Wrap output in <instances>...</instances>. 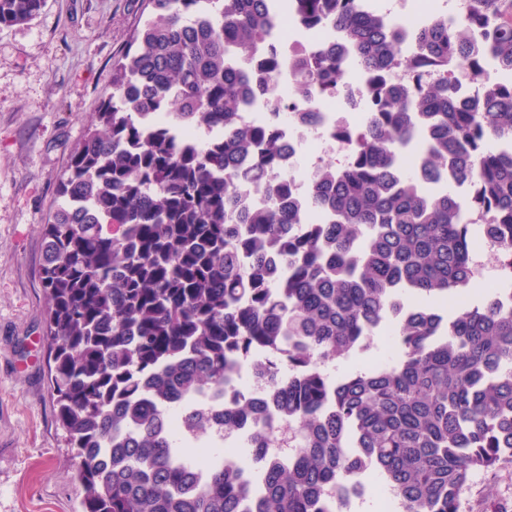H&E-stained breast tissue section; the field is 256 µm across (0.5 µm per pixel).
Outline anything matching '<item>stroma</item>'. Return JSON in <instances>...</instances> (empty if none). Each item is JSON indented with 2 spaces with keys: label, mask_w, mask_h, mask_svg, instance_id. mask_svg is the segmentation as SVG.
<instances>
[{
  "label": "stroma",
  "mask_w": 512,
  "mask_h": 512,
  "mask_svg": "<svg viewBox=\"0 0 512 512\" xmlns=\"http://www.w3.org/2000/svg\"><path fill=\"white\" fill-rule=\"evenodd\" d=\"M142 0H46L0 26V512H82L78 461L56 420L42 344V228L143 20ZM512 506V462L477 472L460 512Z\"/></svg>",
  "instance_id": "1"
}]
</instances>
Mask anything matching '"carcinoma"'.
I'll return each instance as SVG.
<instances>
[{
  "instance_id": "cac0c4a2",
  "label": "carcinoma",
  "mask_w": 512,
  "mask_h": 512,
  "mask_svg": "<svg viewBox=\"0 0 512 512\" xmlns=\"http://www.w3.org/2000/svg\"><path fill=\"white\" fill-rule=\"evenodd\" d=\"M468 2L403 42L362 0H145L43 227L52 392L83 512H336L325 500L371 468L400 512H459L471 476L512 458V308L437 306L473 282L474 210L491 214L512 285V0ZM44 5L0 0V25ZM280 13L334 27L347 55L284 60ZM256 52L267 80L288 68L293 98L371 74L366 122L336 128L352 157L314 175L321 218L299 234L292 181L262 177L283 150L275 120L238 121L250 76L230 56ZM404 54L408 86L393 76ZM489 56L498 80L461 99L456 75ZM156 113L172 124L150 125ZM403 296L421 313L397 322L392 361L329 373L370 347ZM256 355L292 429L288 460L270 458L275 426L231 385ZM206 389L224 393V432L253 427L200 463ZM175 414L191 422L182 440Z\"/></svg>"
}]
</instances>
